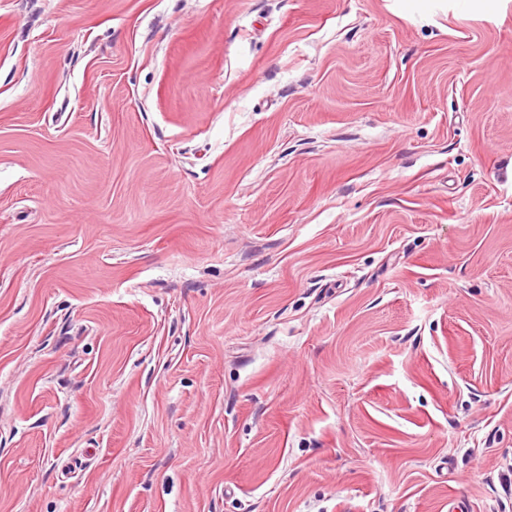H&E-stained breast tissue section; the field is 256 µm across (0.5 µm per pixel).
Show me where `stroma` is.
<instances>
[{
	"mask_svg": "<svg viewBox=\"0 0 512 512\" xmlns=\"http://www.w3.org/2000/svg\"><path fill=\"white\" fill-rule=\"evenodd\" d=\"M512 512V0H0V512Z\"/></svg>",
	"mask_w": 512,
	"mask_h": 512,
	"instance_id": "1",
	"label": "stroma"
}]
</instances>
